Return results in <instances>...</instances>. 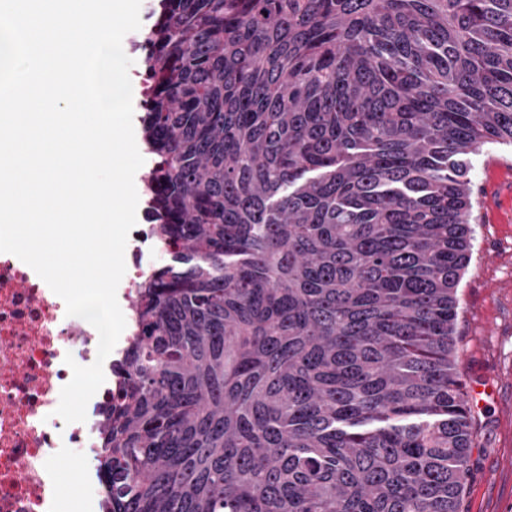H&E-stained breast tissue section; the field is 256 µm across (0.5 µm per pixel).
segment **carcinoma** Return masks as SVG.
<instances>
[{"mask_svg": "<svg viewBox=\"0 0 512 512\" xmlns=\"http://www.w3.org/2000/svg\"><path fill=\"white\" fill-rule=\"evenodd\" d=\"M172 264L100 419L107 512H464L469 158L512 145V0H158Z\"/></svg>", "mask_w": 512, "mask_h": 512, "instance_id": "1", "label": "carcinoma"}]
</instances>
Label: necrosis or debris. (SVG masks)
I'll list each match as a JSON object with an SVG mask.
<instances>
[{
	"label": "necrosis or debris",
	"mask_w": 512,
	"mask_h": 512,
	"mask_svg": "<svg viewBox=\"0 0 512 512\" xmlns=\"http://www.w3.org/2000/svg\"><path fill=\"white\" fill-rule=\"evenodd\" d=\"M172 255L153 225L131 230L126 272L117 288L126 320L114 348L117 357L125 356L136 335L133 300L139 284ZM98 341L96 329L68 316L64 301L29 265L0 253V512H59L55 464L63 455L86 472L78 493L89 512H102L95 468L101 446L97 406L118 389V378L106 373L87 405L86 421L67 424L55 414L61 389L72 378L66 356L91 365Z\"/></svg>",
	"instance_id": "4bbe7bcc"
}]
</instances>
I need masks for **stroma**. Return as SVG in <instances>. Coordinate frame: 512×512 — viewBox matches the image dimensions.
<instances>
[{
    "label": "stroma",
    "instance_id": "35a3bbf8",
    "mask_svg": "<svg viewBox=\"0 0 512 512\" xmlns=\"http://www.w3.org/2000/svg\"><path fill=\"white\" fill-rule=\"evenodd\" d=\"M492 169L512 171L511 146L492 144L471 159L478 222L458 288V357L466 385L492 383L496 397L478 412L466 512H512V223L486 219L484 182Z\"/></svg>",
    "mask_w": 512,
    "mask_h": 512
}]
</instances>
